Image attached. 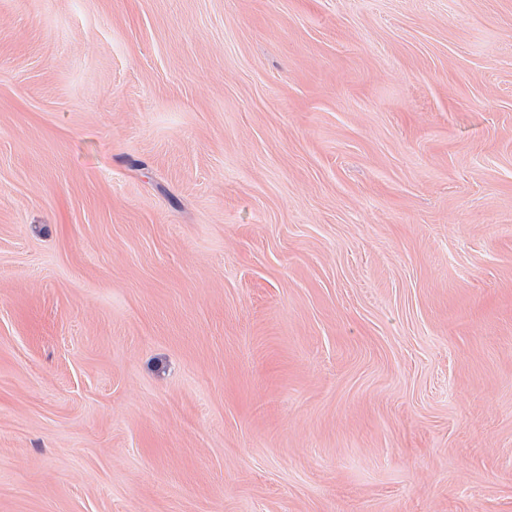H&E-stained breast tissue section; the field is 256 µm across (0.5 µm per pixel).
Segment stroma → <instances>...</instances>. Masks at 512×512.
<instances>
[{"label":"stroma","mask_w":512,"mask_h":512,"mask_svg":"<svg viewBox=\"0 0 512 512\" xmlns=\"http://www.w3.org/2000/svg\"><path fill=\"white\" fill-rule=\"evenodd\" d=\"M0 512H512V0H0Z\"/></svg>","instance_id":"1"}]
</instances>
